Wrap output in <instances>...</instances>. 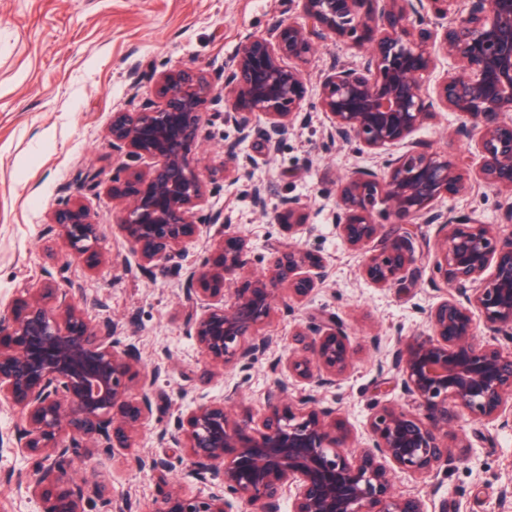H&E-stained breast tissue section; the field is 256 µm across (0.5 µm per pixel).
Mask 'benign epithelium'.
<instances>
[{
    "mask_svg": "<svg viewBox=\"0 0 512 512\" xmlns=\"http://www.w3.org/2000/svg\"><path fill=\"white\" fill-rule=\"evenodd\" d=\"M305 18L248 35L220 71L171 69L154 76V97L133 111L112 113V152L122 159L112 174L120 200L118 226L144 271L164 265L194 300L187 334L221 371L246 365L270 348L255 337L275 309L278 287L295 301L309 299L331 276L329 262L305 249L313 232L304 206L290 200L273 218L294 243L268 268L247 276L224 302V286L246 273V241L229 232L230 218L208 213L210 190L190 148L201 135L199 107L224 102V125L244 142L257 135L270 151L299 117L306 97L303 65L318 41L332 40L366 53L359 67L336 65L322 80L318 105L331 140H353L383 158L384 170L353 168L340 179L336 234L352 251L370 247L361 273L376 288H394L414 274L420 247L408 230L385 231L373 220L377 206L404 218L426 216L444 234L435 268L446 296L426 313L430 334L398 342L385 357L403 394L423 414L378 404L367 420L368 443L358 448L353 427L317 396L294 397L288 378L327 389L347 373L355 350L345 323L327 315L297 329L287 361L275 375L257 427L236 409L237 387L224 398L197 404L179 419L171 439L187 449L188 477L220 483L188 495L175 482L158 512H234L233 500L256 512H427L419 495L394 489L395 471L430 477L454 460L448 430L463 417L512 427V350L496 340L474 342L475 316L494 334L512 335V235L493 224L463 222L431 212L444 194L467 189L465 165L432 150L413 134L445 109L459 116L455 134L474 141L476 178L512 193V0H296ZM452 62L424 91L435 55ZM294 61L285 65L284 60ZM406 145L398 155L390 148ZM224 224L210 257L184 264L187 245L205 224ZM101 224L79 197L61 199L50 232L93 271L104 261ZM80 284H60L47 273L40 287L0 315V404L20 408L24 424L16 447L40 459L29 486L38 512H84L101 489L67 478L65 463L77 448H129L152 412L155 374L138 348L119 345L112 320L91 321ZM142 393L127 398L132 384Z\"/></svg>",
    "mask_w": 512,
    "mask_h": 512,
    "instance_id": "7a95c632",
    "label": "benign epithelium"
}]
</instances>
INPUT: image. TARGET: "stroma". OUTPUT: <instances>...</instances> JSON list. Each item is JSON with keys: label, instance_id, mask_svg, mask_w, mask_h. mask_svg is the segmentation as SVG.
I'll use <instances>...</instances> for the list:
<instances>
[{"label": "stroma", "instance_id": "1", "mask_svg": "<svg viewBox=\"0 0 512 512\" xmlns=\"http://www.w3.org/2000/svg\"><path fill=\"white\" fill-rule=\"evenodd\" d=\"M295 0H0V313L7 312L27 288L49 272L64 271L78 281L92 320L112 319L116 338L134 343L143 364L156 374L151 388L153 413L133 448L112 454L89 449L68 469L75 480L88 479L102 489L85 512H156L171 482L185 481L190 493L207 485L188 479L186 449L160 442V431H174L180 415L195 404L222 397L225 385L238 388L236 401L261 418L273 382L270 361L287 356L295 329L309 318L333 314L347 325L357 354L335 387L322 391L324 406L339 408L366 441L365 425L375 402L418 406L403 395L391 372L380 369L379 353L397 342L427 333L426 310L444 296L437 288L433 253L420 256L415 280L380 290L361 275L364 253L350 251L337 237L332 215L339 179L357 166L380 167L381 158L361 152L353 142L330 141L326 115L317 104L319 85L338 62L355 64L357 50L332 42L319 44L307 67V96L296 125L284 135L276 155L259 138L237 143L225 126L222 105L200 108L202 137L191 148L202 173L222 168L226 147L249 158L237 182L210 187L209 209L229 216L235 232L249 242L248 267L261 271L288 236L269 212L253 203L248 187L263 181L272 194L270 208L296 198L305 206L316 232L305 248L323 255L332 275L310 301L298 304L279 294L271 319L259 335L275 344L246 366L211 371L187 335L184 315L193 302L179 280L164 268L142 272L114 218L110 187L119 165L108 129L114 112L136 108L152 96L153 74L169 69L214 72L235 55L245 35H262L273 25L299 20ZM454 113L440 112L416 132L433 150L460 156L467 169L478 158L466 139L455 137ZM97 174L90 186L87 177ZM81 193L101 224L99 248L105 257L96 272L71 257L50 233L48 215L60 199ZM512 196L477 180L466 191L433 202L436 211L497 225L501 235L512 224L499 221ZM380 338L379 351L368 344ZM23 420L15 408L0 406V512H37L28 486L39 467L37 457L13 445ZM467 440L464 461L440 465L432 478L398 472L394 487L424 498L428 512H512V430L463 421L451 431L449 445ZM154 456L167 463L159 475L139 465Z\"/></svg>", "mask_w": 512, "mask_h": 512}]
</instances>
